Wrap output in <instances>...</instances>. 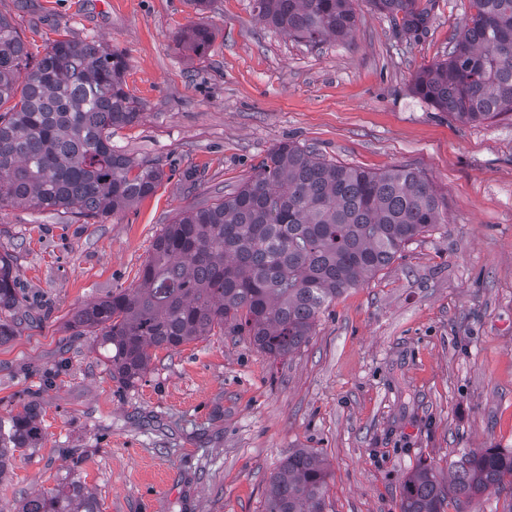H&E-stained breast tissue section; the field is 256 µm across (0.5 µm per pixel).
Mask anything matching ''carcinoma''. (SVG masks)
<instances>
[{
  "label": "carcinoma",
  "mask_w": 512,
  "mask_h": 512,
  "mask_svg": "<svg viewBox=\"0 0 512 512\" xmlns=\"http://www.w3.org/2000/svg\"><path fill=\"white\" fill-rule=\"evenodd\" d=\"M406 35L426 30L417 0H372ZM475 13L450 41L448 58L419 72L414 92L464 123L512 112V0H472ZM285 34L317 44L356 26L353 0H254ZM214 33L203 24L178 37L196 55ZM123 54L95 41L54 40L31 64L16 27L0 16V209L105 219L152 195L158 167L112 147V129L133 125L142 102L126 91ZM442 223L431 183L406 166L381 171L338 165L314 150L276 145L234 190L179 211L155 237L136 287L81 308L72 328L95 337L111 377L131 386L151 350H176L205 336H246L277 360L309 342L318 314L346 290L390 265ZM17 277L0 256V343L17 332ZM40 408L0 417V478L15 452L42 445ZM442 485L428 464L407 477L400 512H443L448 495L468 504L512 480V452H465ZM325 460L308 448L283 459L265 512H325ZM17 512H98L76 477Z\"/></svg>",
  "instance_id": "cac0c4a2"
}]
</instances>
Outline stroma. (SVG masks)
I'll return each mask as SVG.
<instances>
[{
	"label": "stroma",
	"instance_id": "1",
	"mask_svg": "<svg viewBox=\"0 0 512 512\" xmlns=\"http://www.w3.org/2000/svg\"><path fill=\"white\" fill-rule=\"evenodd\" d=\"M418 5L431 10L423 35L396 34L354 0L351 35L314 45L266 24L252 0H0L33 56L62 37L126 56L144 108L112 144L165 173L97 223L0 211V255L28 316L0 344V415L36 401L46 432L0 478V512L71 471L100 512H264L297 448L328 465L326 512H400L421 462L445 473L471 449L512 451V112L464 123L414 93L473 11L472 0ZM197 24L215 31L201 56L176 44ZM284 141L348 166L422 171L443 224L337 298L288 358L218 334L153 350L133 386L112 379L69 320L135 287L164 224L233 190Z\"/></svg>",
	"mask_w": 512,
	"mask_h": 512
}]
</instances>
